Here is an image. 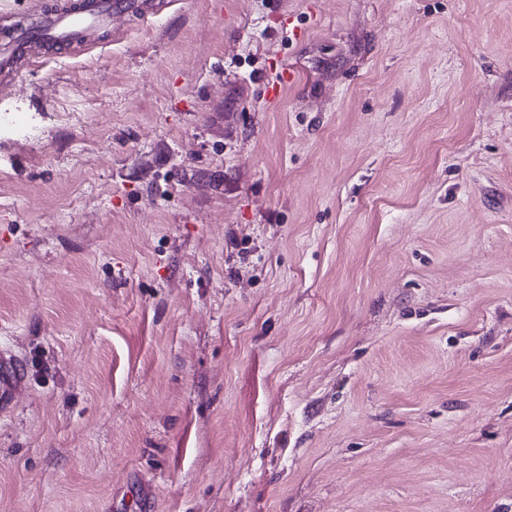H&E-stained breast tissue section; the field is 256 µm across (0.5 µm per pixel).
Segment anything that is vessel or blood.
Here are the masks:
<instances>
[{"instance_id":"b4317fda","label":"vessel or blood","mask_w":512,"mask_h":512,"mask_svg":"<svg viewBox=\"0 0 512 512\" xmlns=\"http://www.w3.org/2000/svg\"><path fill=\"white\" fill-rule=\"evenodd\" d=\"M130 0H93L91 6L54 9L45 0H33L29 15L33 26L14 30L0 42V72L12 71L30 42L64 46L91 29H103L112 23L114 14L126 10ZM22 363L0 364V408L8 407L14 393L21 388Z\"/></svg>"}]
</instances>
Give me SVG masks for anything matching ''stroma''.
<instances>
[{
	"mask_svg": "<svg viewBox=\"0 0 512 512\" xmlns=\"http://www.w3.org/2000/svg\"><path fill=\"white\" fill-rule=\"evenodd\" d=\"M95 38L0 81V512H512V0ZM0 358V408L8 409L14 393L22 387L21 376L24 368L20 362H6V358Z\"/></svg>",
	"mask_w": 512,
	"mask_h": 512,
	"instance_id": "obj_1",
	"label": "stroma"
}]
</instances>
